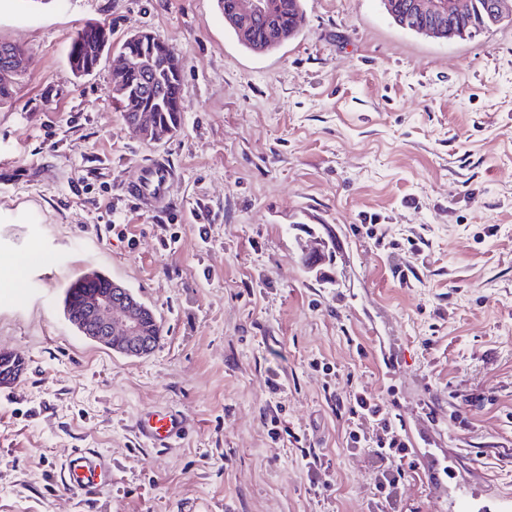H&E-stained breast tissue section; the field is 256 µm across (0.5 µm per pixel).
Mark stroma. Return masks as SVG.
I'll use <instances>...</instances> for the list:
<instances>
[{
	"label": "stroma",
	"mask_w": 512,
	"mask_h": 512,
	"mask_svg": "<svg viewBox=\"0 0 512 512\" xmlns=\"http://www.w3.org/2000/svg\"><path fill=\"white\" fill-rule=\"evenodd\" d=\"M303 7L293 39L255 53L217 0H0V41L26 54L0 105V254L44 255L22 287L0 282V350L24 360L0 386V512H389L346 443L362 390L447 471L439 488L406 472L398 512H512V23L446 40L381 0ZM89 22L181 58L177 133H130L110 58L73 75ZM157 160L169 204L151 210L126 188ZM329 237L333 260L305 267ZM92 271L153 309L150 355L66 321ZM170 408L184 433L138 438ZM79 450L109 470L87 496L62 489ZM185 427L184 418L174 410L150 411L143 414L137 422L138 435L158 447H165Z\"/></svg>",
	"instance_id": "obj_1"
}]
</instances>
